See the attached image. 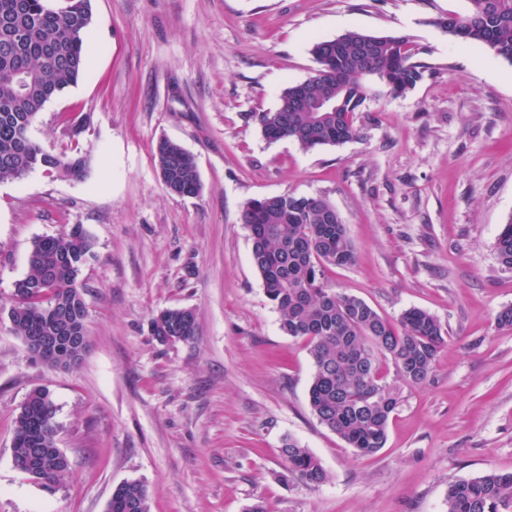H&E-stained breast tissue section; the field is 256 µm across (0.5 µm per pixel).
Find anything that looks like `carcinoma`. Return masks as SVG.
Wrapping results in <instances>:
<instances>
[{"instance_id":"1","label":"carcinoma","mask_w":512,"mask_h":512,"mask_svg":"<svg viewBox=\"0 0 512 512\" xmlns=\"http://www.w3.org/2000/svg\"><path fill=\"white\" fill-rule=\"evenodd\" d=\"M92 22L91 0H63L60 7L46 0H0V181L13 180L37 169L80 179L81 157L59 158L46 154L29 137L36 116L47 102L77 83L89 61L85 40ZM436 24L458 38L488 47L512 62V0H474V9L446 24ZM343 50L345 82L326 76L334 41ZM336 40L313 44L312 55L325 72L309 86L314 96L337 100L333 112H296L297 86L283 89L274 112H260L255 120L263 137L288 139L303 150L336 146L359 136L355 125L373 87L383 76L393 82V95H404L423 78L415 61L418 48L407 35H373L347 30ZM155 161L164 185H177L182 196L194 197L201 183L194 157L180 145L158 141ZM241 220L250 231L252 261L268 300L281 315V329L306 341L312 360L309 405L320 424L334 432L358 456L378 453L386 443L391 415L400 403L399 393L382 374L384 359L393 362L397 376L409 386L430 378L444 343L442 328L429 312L409 308L395 327L362 299L339 292L325 282L330 267H347L356 249L336 209L320 197L290 194L250 199ZM92 241L82 226L74 225L54 237L34 241L28 273L15 285L8 315L21 340L49 334L59 325L54 308L85 306V283L73 277L83 266ZM500 264L512 269V219L501 225L495 242ZM41 281L33 293L28 285ZM167 336L187 342L195 336L196 318L189 309L161 313ZM45 388L30 392L15 420L13 464L22 472L41 448V478L47 485L62 481L68 460L55 440L56 410ZM286 462L282 480L295 479L317 488L329 479L319 459L290 438L281 448ZM107 512H150L149 492L138 480L120 484L112 493ZM446 512H512V472H490L448 486Z\"/></svg>"}]
</instances>
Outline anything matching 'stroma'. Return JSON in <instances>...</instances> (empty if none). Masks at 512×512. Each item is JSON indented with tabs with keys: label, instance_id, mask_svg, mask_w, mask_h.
I'll list each match as a JSON object with an SVG mask.
<instances>
[{
	"label": "stroma",
	"instance_id": "35a3bbf8",
	"mask_svg": "<svg viewBox=\"0 0 512 512\" xmlns=\"http://www.w3.org/2000/svg\"><path fill=\"white\" fill-rule=\"evenodd\" d=\"M89 66L48 102L31 138L81 153L72 180L35 170L0 181V512H106L139 480L150 512H445L451 483L512 472V269L494 243L512 218V63L435 24L473 0H91ZM349 29L405 34L423 79L370 95L357 139L302 150L264 139L255 113L317 67L314 40ZM86 125L72 135L69 119ZM170 139L202 190H166L154 160ZM321 197L354 242V265L327 272L391 322L417 307L442 327L430 379L399 383L387 441L356 456L308 402L311 358L286 335L240 220L253 198ZM82 225L90 348L57 369L29 359L6 312L34 240ZM188 308L196 334L174 345L151 318ZM50 391L67 477L45 486L12 463L15 419ZM330 479L279 475L285 438Z\"/></svg>",
	"mask_w": 512,
	"mask_h": 512
}]
</instances>
